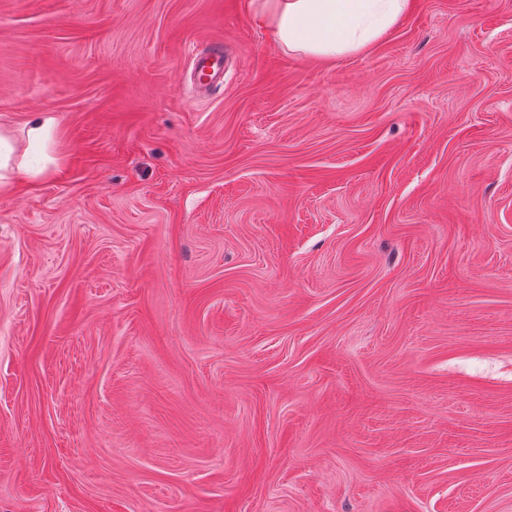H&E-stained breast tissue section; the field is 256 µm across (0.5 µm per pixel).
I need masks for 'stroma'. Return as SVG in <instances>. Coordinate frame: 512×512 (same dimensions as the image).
I'll return each mask as SVG.
<instances>
[{"label":"stroma","instance_id":"obj_1","mask_svg":"<svg viewBox=\"0 0 512 512\" xmlns=\"http://www.w3.org/2000/svg\"><path fill=\"white\" fill-rule=\"evenodd\" d=\"M256 9L0 0V512H512V0ZM260 1V16L280 43L320 61L373 43L413 4V0ZM193 73L201 86H216L224 82V54L221 48L199 52L193 58ZM57 126V120L47 112H34L26 122V137L32 146L43 151V165L37 169L29 168L23 163L13 164V147L9 137L0 134V197H9L13 193L15 170L25 169L37 176L46 172L47 164L54 159L46 153Z\"/></svg>","mask_w":512,"mask_h":512}]
</instances>
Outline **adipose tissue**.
<instances>
[{
  "label": "adipose tissue",
  "instance_id": "ef3b65f1",
  "mask_svg": "<svg viewBox=\"0 0 512 512\" xmlns=\"http://www.w3.org/2000/svg\"><path fill=\"white\" fill-rule=\"evenodd\" d=\"M412 4L413 0H262L259 13L283 46L329 61L376 41Z\"/></svg>",
  "mask_w": 512,
  "mask_h": 512
}]
</instances>
